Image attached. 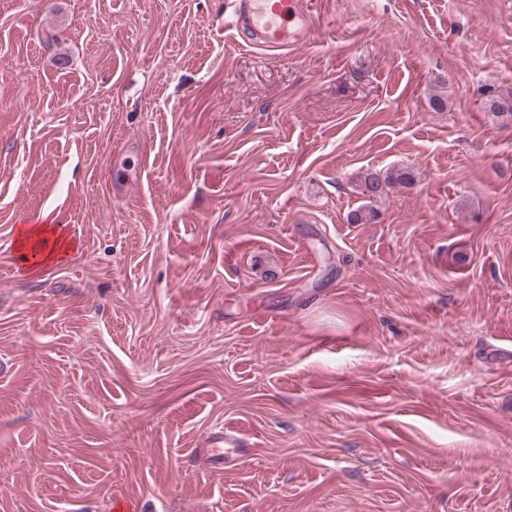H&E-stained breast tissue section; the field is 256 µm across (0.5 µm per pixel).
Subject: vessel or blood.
Returning a JSON list of instances; mask_svg holds the SVG:
<instances>
[{"label": "vessel or blood", "mask_w": 512, "mask_h": 512, "mask_svg": "<svg viewBox=\"0 0 512 512\" xmlns=\"http://www.w3.org/2000/svg\"><path fill=\"white\" fill-rule=\"evenodd\" d=\"M231 26L246 44L288 54L306 47L315 28L307 0H228Z\"/></svg>", "instance_id": "b4317fda"}]
</instances>
